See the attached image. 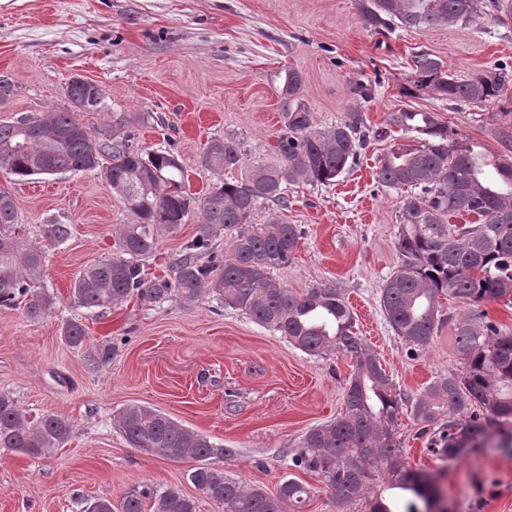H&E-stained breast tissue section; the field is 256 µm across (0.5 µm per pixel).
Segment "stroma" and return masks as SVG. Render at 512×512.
Returning a JSON list of instances; mask_svg holds the SVG:
<instances>
[{
	"label": "stroma",
	"mask_w": 512,
	"mask_h": 512,
	"mask_svg": "<svg viewBox=\"0 0 512 512\" xmlns=\"http://www.w3.org/2000/svg\"><path fill=\"white\" fill-rule=\"evenodd\" d=\"M365 0H0V75L17 92L0 105V123L66 107L70 77L102 90L105 108L81 112L87 128L111 127L141 113L133 125L140 145L172 147L191 192L218 182L200 158L211 137L234 132L253 158L271 161L283 128L278 74L298 70L304 101L319 126L346 113L363 114L370 129L389 112L411 106L440 117L486 155L503 153L512 135V91L484 106L406 94L411 56L427 51L458 79L500 65L512 70V24L489 16L428 30L378 32L366 21ZM367 84L370 98L354 93ZM383 145L370 143L357 165L333 185L296 184L289 223L303 237L294 261L274 270L293 291L332 283L345 295L356 329L393 379L398 393L417 398L433 380L460 371L451 326L431 345L409 348L387 325L380 289L401 262L395 247L403 191L376 176ZM15 201L22 237L45 246L47 221L70 225L63 244L45 246L43 284L52 312L29 320L23 309L0 307V391L28 414L68 418V441L28 458L0 448V512H82V498L119 500L131 487L196 488L191 464L130 447L115 418L130 405H149L212 441L231 448L224 470L246 485L276 491L284 477L315 489L302 512H369L366 501L337 503L318 477L291 468L290 458L313 426L344 410L351 360L312 357L241 312L208 298L145 307H77L70 287L86 266L115 250V231L130 219L123 199L93 172L36 176L16 183L0 170ZM201 221L192 212L173 232H160L145 261L147 277L170 275L183 243ZM70 318L84 322L90 341H111L107 366L90 369L83 351L61 337ZM398 435L410 467L437 478L449 512H512V454L486 450L445 465L427 447L410 412Z\"/></svg>",
	"instance_id": "stroma-1"
}]
</instances>
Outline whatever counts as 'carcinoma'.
I'll return each mask as SVG.
<instances>
[{
  "label": "carcinoma",
  "mask_w": 512,
  "mask_h": 512,
  "mask_svg": "<svg viewBox=\"0 0 512 512\" xmlns=\"http://www.w3.org/2000/svg\"><path fill=\"white\" fill-rule=\"evenodd\" d=\"M505 25L512 0H370L365 16L376 28L428 29L468 21L481 10ZM411 86L432 98L481 104L500 97L512 85V73L494 67L467 81L448 72L437 56L412 55ZM285 131L273 147L275 162L246 165L243 140L225 133L209 140L200 164L224 173L203 196L186 187L185 169L174 152L137 145L122 132L139 115L117 118L112 129L92 131L75 117L76 103L96 98L88 108H104L99 86L82 77L68 82L69 106L0 123V170L22 182L35 175L99 171L121 196L132 215L116 230V250L79 272L71 285L75 303L85 309L119 306L132 297L149 306L170 300L196 301L204 296L246 315L315 357L334 351L352 360L344 393L345 410L309 429L294 450L292 466L315 474L342 505L372 494L382 479L409 496L408 512H418L438 497L435 477L410 468L397 440L406 399L397 393L382 363L356 331L353 311L333 284L297 293L272 276L291 263L302 232L281 212L288 210L291 184L330 185L365 149L369 129L359 112H349L327 127L313 123L303 101L304 79L288 69L279 76ZM407 140L393 143L378 158L377 178L387 187L408 188L402 200L396 249L402 262L381 288L385 321L405 344L427 348L443 324L454 322L455 345L462 370L430 383L411 403L421 432L434 430L430 452L453 462L478 451L491 439L512 452V332L503 331L483 310L489 302L512 304V145L508 154L488 162L484 153L462 141L434 112L401 108L387 115ZM270 210L262 224L253 222L260 207ZM201 212L196 234L181 250L172 274L149 280L143 261L150 257L162 230L178 228L190 211ZM467 217L463 224L451 219ZM230 236V254L213 247L220 233ZM71 235L68 224L43 225L51 244ZM44 269V252L23 244L12 193L0 188V306L23 305L39 320L55 304L46 289L36 288ZM451 296L466 314L444 315L439 298ZM61 336L81 348L87 341L83 323L67 320ZM112 342L85 350L93 369L112 360ZM116 422L127 443L154 456L191 460L188 480L218 512H286L305 504L313 487L283 480L276 491L247 487L224 472L233 449L211 442L159 410L129 406ZM71 422L48 413L34 419L15 398L0 392V448L42 457L61 447ZM84 512H198V503L177 486L143 485L118 503L108 498L86 501Z\"/></svg>",
  "instance_id": "carcinoma-1"
}]
</instances>
